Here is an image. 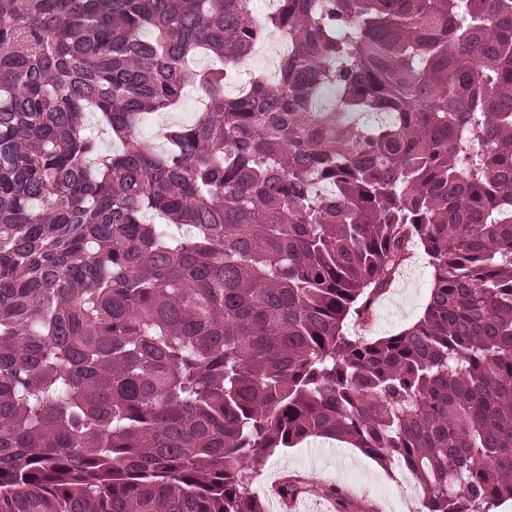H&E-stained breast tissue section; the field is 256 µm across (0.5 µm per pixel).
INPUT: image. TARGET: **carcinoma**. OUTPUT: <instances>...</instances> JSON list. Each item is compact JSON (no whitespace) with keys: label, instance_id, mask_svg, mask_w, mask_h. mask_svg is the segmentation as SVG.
Masks as SVG:
<instances>
[{"label":"carcinoma","instance_id":"cac0c4a2","mask_svg":"<svg viewBox=\"0 0 512 512\" xmlns=\"http://www.w3.org/2000/svg\"><path fill=\"white\" fill-rule=\"evenodd\" d=\"M415 243L422 317L347 336ZM321 437L512 499V0H0V512H266ZM257 58V50L255 53H253L247 60L245 63H251L253 62L255 59ZM278 62H279V57L275 54H272L270 55L264 62L262 61H254L251 66L247 67L246 68V75L243 77V79H241L240 81H238V88L236 89H232V90H228V91H224L226 94L228 95H235L238 93V90L240 89V86L242 84V82L244 81V79L246 78V76L252 72V71H259V72H262L264 74H266L270 79H274V77L276 76V72H277V66H278ZM206 103L207 99L199 91L196 89L188 90L181 108L164 115H155L143 125L139 133L140 139L156 149H162L163 141L155 135L157 127L162 124L189 123L195 117V112H201Z\"/></svg>","mask_w":512,"mask_h":512}]
</instances>
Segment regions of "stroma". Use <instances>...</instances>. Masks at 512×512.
Returning a JSON list of instances; mask_svg holds the SVG:
<instances>
[{
    "label": "stroma",
    "mask_w": 512,
    "mask_h": 512,
    "mask_svg": "<svg viewBox=\"0 0 512 512\" xmlns=\"http://www.w3.org/2000/svg\"><path fill=\"white\" fill-rule=\"evenodd\" d=\"M205 105L199 91L188 90L181 108L153 116L143 125L141 140L162 148L155 135L157 127L191 122ZM431 285L425 256L421 249H414L412 260L401 268L392 286L372 297L365 317H348L345 333L376 339L401 332L422 316ZM287 476L299 478L309 487L294 503L299 512H341L345 501L351 505L350 512H408V499L422 497L420 490L408 493L401 488L404 475L400 469L383 468L360 449L332 440L314 438L277 449L269 457L254 481L267 512H284L275 489ZM329 485L337 489V496L323 494V487Z\"/></svg>",
    "instance_id": "obj_1"
}]
</instances>
